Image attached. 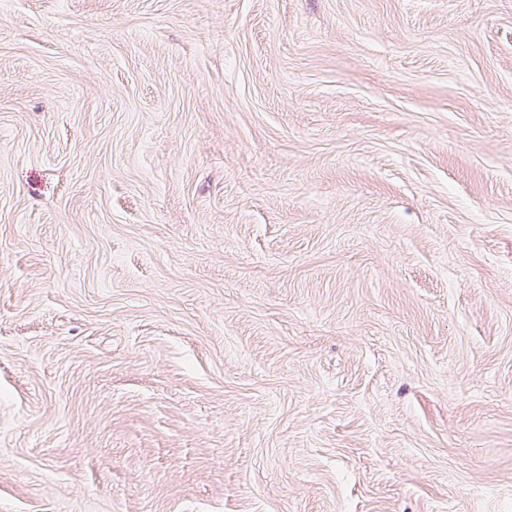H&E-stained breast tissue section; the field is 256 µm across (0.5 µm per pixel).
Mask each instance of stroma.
<instances>
[{
	"label": "stroma",
	"instance_id": "1",
	"mask_svg": "<svg viewBox=\"0 0 512 512\" xmlns=\"http://www.w3.org/2000/svg\"><path fill=\"white\" fill-rule=\"evenodd\" d=\"M0 512H512V0H0Z\"/></svg>",
	"mask_w": 512,
	"mask_h": 512
}]
</instances>
